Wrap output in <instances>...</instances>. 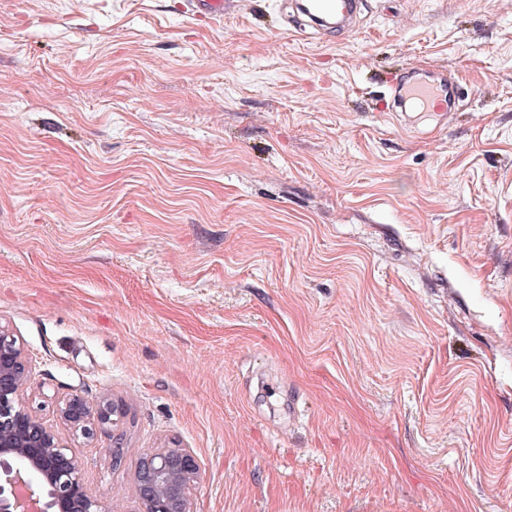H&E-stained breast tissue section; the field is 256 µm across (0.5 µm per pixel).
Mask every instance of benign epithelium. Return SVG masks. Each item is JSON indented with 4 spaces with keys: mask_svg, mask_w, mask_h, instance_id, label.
Returning a JSON list of instances; mask_svg holds the SVG:
<instances>
[{
    "mask_svg": "<svg viewBox=\"0 0 512 512\" xmlns=\"http://www.w3.org/2000/svg\"><path fill=\"white\" fill-rule=\"evenodd\" d=\"M31 367L23 347L0 326V512H109L84 481L81 463L38 416L23 395ZM59 417L85 439L114 423L119 407L89 409L78 394L56 403ZM200 465L189 448H156L134 475L139 512H191L190 490Z\"/></svg>",
    "mask_w": 512,
    "mask_h": 512,
    "instance_id": "7a95c632",
    "label": "benign epithelium"
}]
</instances>
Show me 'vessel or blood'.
<instances>
[{
  "mask_svg": "<svg viewBox=\"0 0 512 512\" xmlns=\"http://www.w3.org/2000/svg\"><path fill=\"white\" fill-rule=\"evenodd\" d=\"M357 8L356 0H300L298 9L309 23L345 20ZM395 93L422 112L436 108L453 110L458 101V86L447 76L436 72L408 70L394 81Z\"/></svg>",
  "mask_w": 512,
  "mask_h": 512,
  "instance_id": "obj_1",
  "label": "vessel or blood"
}]
</instances>
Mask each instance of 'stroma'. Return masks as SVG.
<instances>
[{
    "mask_svg": "<svg viewBox=\"0 0 512 512\" xmlns=\"http://www.w3.org/2000/svg\"><path fill=\"white\" fill-rule=\"evenodd\" d=\"M0 0V325L111 512H512V0ZM460 87L379 115L400 71ZM121 413L75 437L55 401ZM124 457L113 464L112 450ZM355 0H302L298 3V10L315 25L326 20H346L352 16L357 8ZM199 473L189 448H155L144 454L134 475L139 512H191L190 490Z\"/></svg>",
    "mask_w": 512,
    "mask_h": 512,
    "instance_id": "stroma-1",
    "label": "stroma"
}]
</instances>
